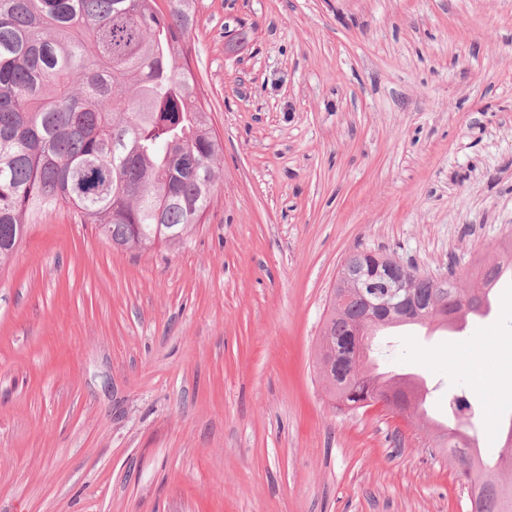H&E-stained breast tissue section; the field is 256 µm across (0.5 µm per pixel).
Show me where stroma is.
I'll return each instance as SVG.
<instances>
[{"label":"stroma","mask_w":512,"mask_h":512,"mask_svg":"<svg viewBox=\"0 0 512 512\" xmlns=\"http://www.w3.org/2000/svg\"><path fill=\"white\" fill-rule=\"evenodd\" d=\"M224 183L177 245L64 209L0 270V512H470L416 412L337 410L321 329L365 249L461 285L512 237V0H196ZM467 336L386 330L448 419L501 439L512 283ZM485 358L483 383L468 364Z\"/></svg>","instance_id":"35a3bbf8"}]
</instances>
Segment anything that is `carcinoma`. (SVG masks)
<instances>
[{
  "mask_svg": "<svg viewBox=\"0 0 512 512\" xmlns=\"http://www.w3.org/2000/svg\"><path fill=\"white\" fill-rule=\"evenodd\" d=\"M194 0H0V266L43 213L66 208L93 224L117 249L151 250L189 236L224 178L221 141L196 90L183 52L193 27ZM512 273V252L480 266L470 288H445L414 276L417 305L437 304L458 318L478 312ZM345 309L325 319L319 370L348 409H365L375 395L413 390L361 367L359 345L385 328L423 325L392 311L364 322L362 284ZM457 433L425 444L445 449L467 485L470 512H512V483L494 474L512 470V448L485 460L463 433L471 402L448 403Z\"/></svg>",
  "mask_w": 512,
  "mask_h": 512,
  "instance_id": "obj_1",
  "label": "carcinoma"
}]
</instances>
